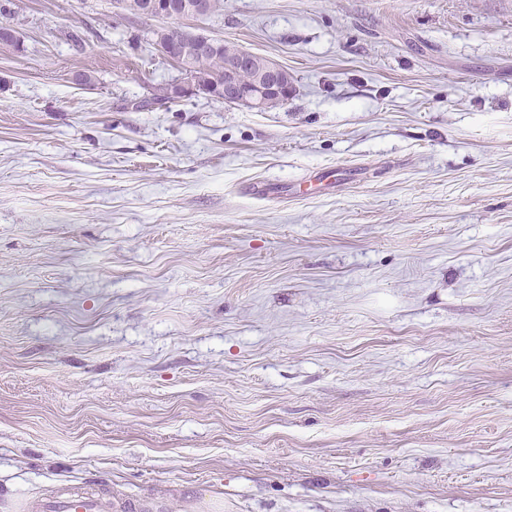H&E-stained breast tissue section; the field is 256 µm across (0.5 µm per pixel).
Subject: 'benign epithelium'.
<instances>
[{"mask_svg":"<svg viewBox=\"0 0 512 512\" xmlns=\"http://www.w3.org/2000/svg\"><path fill=\"white\" fill-rule=\"evenodd\" d=\"M144 11L161 20H179L184 16H207L212 0H143ZM166 40L157 46L163 58L180 62L193 54H224V78L214 79L206 88L190 75L168 84L158 93L163 105L182 98L204 95L228 105H246L266 111L284 105L296 91L294 77L275 60L254 54L222 38L164 26Z\"/></svg>","mask_w":512,"mask_h":512,"instance_id":"obj_1","label":"benign epithelium"}]
</instances>
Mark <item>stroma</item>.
Here are the masks:
<instances>
[{
	"label": "stroma",
	"instance_id": "35a3bbf8",
	"mask_svg": "<svg viewBox=\"0 0 512 512\" xmlns=\"http://www.w3.org/2000/svg\"><path fill=\"white\" fill-rule=\"evenodd\" d=\"M8 7L0 512L74 485L141 512H512V0L187 19L294 76L265 112L135 109L180 77L160 20ZM347 163L358 183L251 191Z\"/></svg>",
	"mask_w": 512,
	"mask_h": 512
}]
</instances>
